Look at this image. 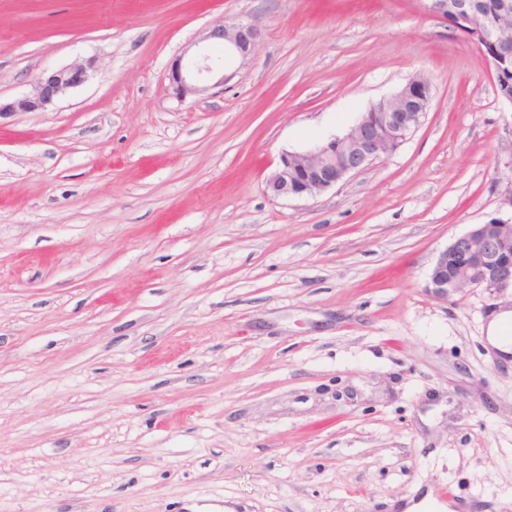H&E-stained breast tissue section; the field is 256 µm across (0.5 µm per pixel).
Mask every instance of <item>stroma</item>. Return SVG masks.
Listing matches in <instances>:
<instances>
[{"instance_id":"35a3bbf8","label":"stroma","mask_w":512,"mask_h":512,"mask_svg":"<svg viewBox=\"0 0 512 512\" xmlns=\"http://www.w3.org/2000/svg\"><path fill=\"white\" fill-rule=\"evenodd\" d=\"M261 37L182 103L217 23ZM0 512H512V356L425 290L512 188V104L430 0H0ZM425 75L395 152L266 182ZM93 62L78 64L38 77L33 90L26 95L2 102L0 99V118L12 113L43 112L52 106L66 91L83 85L89 76Z\"/></svg>"}]
</instances>
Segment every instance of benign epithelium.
Instances as JSON below:
<instances>
[{
    "instance_id": "1",
    "label": "benign epithelium",
    "mask_w": 512,
    "mask_h": 512,
    "mask_svg": "<svg viewBox=\"0 0 512 512\" xmlns=\"http://www.w3.org/2000/svg\"><path fill=\"white\" fill-rule=\"evenodd\" d=\"M448 22L474 42L499 79L500 65L512 58V13L503 11L495 21L501 35L488 36V17L471 0H434ZM259 30L252 24L214 25L207 39L209 49L188 64L176 60L169 74L170 94L179 101L199 95L209 87L201 84L217 77L212 87L228 80L226 65L231 57L249 55L258 42ZM93 62L44 74L33 90L23 96L0 101V116L43 112L66 91L83 85ZM432 101L431 82L418 76L394 94L379 99L344 134L333 136L303 152H284L267 189L276 198L308 197L335 187L382 156L396 151L417 128ZM465 287L480 288L495 300L512 290V222L494 217L475 224L441 251L429 275L426 291L446 297Z\"/></svg>"
}]
</instances>
